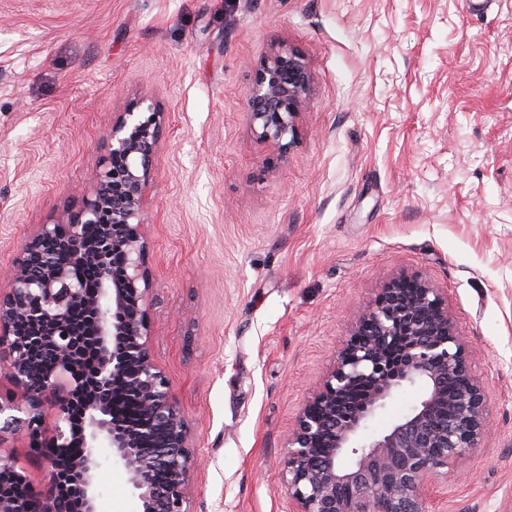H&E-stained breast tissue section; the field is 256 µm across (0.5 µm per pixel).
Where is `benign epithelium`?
<instances>
[{
    "label": "benign epithelium",
    "instance_id": "obj_1",
    "mask_svg": "<svg viewBox=\"0 0 512 512\" xmlns=\"http://www.w3.org/2000/svg\"><path fill=\"white\" fill-rule=\"evenodd\" d=\"M309 93L302 55L273 47L246 101L256 139L291 147ZM138 108L113 116L107 155L79 209L34 225L0 285V348L17 389L0 399V442L25 433L49 464L45 493L0 487V512H100L104 460L124 471L140 512H190L195 434L150 352L145 188L166 113ZM453 378L459 387L450 394ZM361 384L371 387L365 400L349 403ZM414 386L419 401L386 430L367 433L378 411ZM50 409L56 423L43 443ZM487 434L486 397L448 294L419 273L397 272L288 429V512H431L439 477ZM64 470L74 481L69 497L58 492Z\"/></svg>",
    "mask_w": 512,
    "mask_h": 512
}]
</instances>
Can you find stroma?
Listing matches in <instances>:
<instances>
[{
    "label": "stroma",
    "instance_id": "stroma-1",
    "mask_svg": "<svg viewBox=\"0 0 512 512\" xmlns=\"http://www.w3.org/2000/svg\"><path fill=\"white\" fill-rule=\"evenodd\" d=\"M275 43L312 77L283 158L245 116ZM142 99L168 118L150 349L195 426L192 512H288L286 432L398 269L447 290L487 396L433 508L512 512V0H0V274ZM98 482L138 512L123 471Z\"/></svg>",
    "mask_w": 512,
    "mask_h": 512
}]
</instances>
